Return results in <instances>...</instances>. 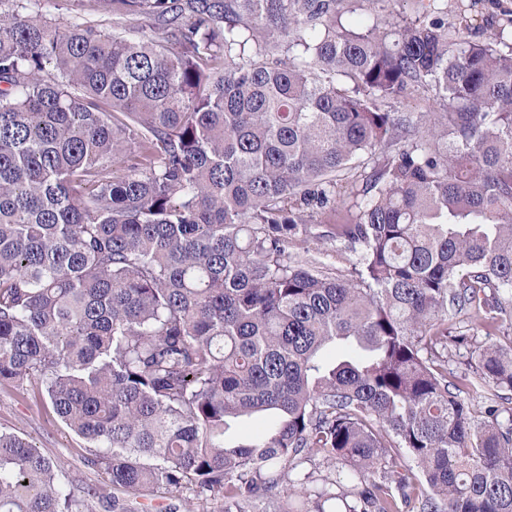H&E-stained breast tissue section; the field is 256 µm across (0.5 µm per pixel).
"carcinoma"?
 Instances as JSON below:
<instances>
[{
	"instance_id": "carcinoma-1",
	"label": "carcinoma",
	"mask_w": 512,
	"mask_h": 512,
	"mask_svg": "<svg viewBox=\"0 0 512 512\" xmlns=\"http://www.w3.org/2000/svg\"><path fill=\"white\" fill-rule=\"evenodd\" d=\"M99 2L139 36L0 0V391L112 494L0 429V512H512V344L448 331L512 296V44L443 0ZM317 215L344 274L290 257ZM0 429L23 434L36 442L76 480L100 484L98 473L84 462L85 442L57 420L51 407L40 399L35 385L24 395L0 393Z\"/></svg>"
}]
</instances>
